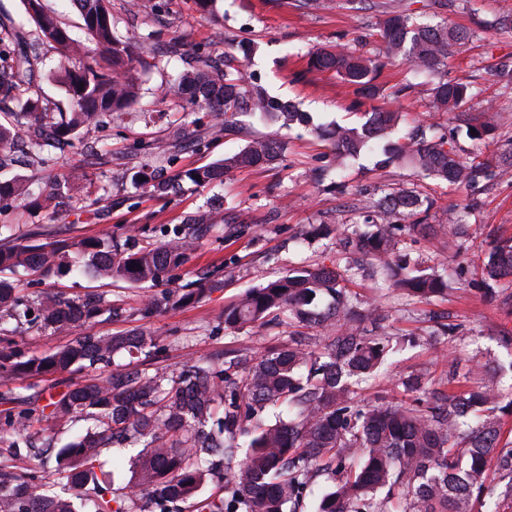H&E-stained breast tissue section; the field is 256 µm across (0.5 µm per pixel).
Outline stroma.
Masks as SVG:
<instances>
[{"label": "stroma", "instance_id": "1", "mask_svg": "<svg viewBox=\"0 0 512 512\" xmlns=\"http://www.w3.org/2000/svg\"><path fill=\"white\" fill-rule=\"evenodd\" d=\"M110 0L114 30L133 47L132 73L139 86L136 101L121 116L104 118L96 151L82 142L55 151L45 166L32 164L15 141L0 176L18 178L28 193H45L55 181L84 183L93 179L98 192L78 193L54 212L26 209L25 196L0 199V244L8 246L34 238L41 242H78L109 234L123 236L131 250L155 245L183 224L202 223V239L190 260L176 272L183 282L214 273L222 285L197 303L176 309L150 310L144 289L92 276L61 271L41 280L20 279L28 300L54 294L75 299L99 294L118 302L119 315L103 314L81 324L76 333L56 332L26 325L21 348L26 356H40L70 340L72 335L109 336L147 328L159 339L160 349L134 363L147 371H179L191 360L230 351L251 356L288 339L287 326L253 330L228 329L224 309L248 289L266 285L289 269L303 264H332L337 258L335 235L308 239L321 224L336 227L362 222L354 208L361 186L409 184L412 170L389 167L375 170L374 159L364 154L349 160L345 189L332 180L316 182L315 167H335L329 142L301 128L287 130L238 116L235 131L217 127L207 107L186 111L183 100L168 87L198 58L239 55L244 44L254 48L241 70L244 83H260L271 96L299 105L323 122H356L353 96L328 72L310 69L308 59L322 47L349 46L377 59L381 104L403 112L405 126L426 118V76L415 75L402 60L387 58L378 37V23L395 0H326L325 7L301 8L299 0H216L202 10L197 0ZM419 22L441 20L475 30L467 44L454 49L448 77L473 84L478 94L470 103L481 112L493 99L502 121L486 152H496L502 139L512 137V86L499 83L492 66L512 58V37L492 26L496 16L512 14V0H410ZM256 134L278 137L284 146L282 161L267 167L234 170L223 180L158 195L136 186L133 175L151 168L171 175L187 168L212 164L240 151ZM479 203L470 223L489 225L495 234L512 236V167L497 169L493 179L476 191ZM412 257L421 266L456 270L458 286L433 302L411 301L382 278L356 280L351 290L359 309H385L392 334L419 337L420 344L397 354L388 372L364 384L356 399L367 403L377 395H395L398 378L423 372L440 379L446 354L467 360L478 352L512 359V350L497 338L512 331V309L502 302L512 295V281L498 282L499 301L490 303L476 288L481 275L475 239L468 251L453 256L444 239L415 233L406 237ZM458 323L456 336L437 335L443 317Z\"/></svg>", "mask_w": 512, "mask_h": 512}]
</instances>
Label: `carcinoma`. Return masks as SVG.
<instances>
[{
	"label": "carcinoma",
	"instance_id": "cac0c4a2",
	"mask_svg": "<svg viewBox=\"0 0 512 512\" xmlns=\"http://www.w3.org/2000/svg\"><path fill=\"white\" fill-rule=\"evenodd\" d=\"M23 16L0 20V112L24 127L31 158L46 162L51 150L73 137H89L101 129L102 118L130 106L137 95L129 75V46L112 27L105 0H72L90 39L103 49L102 59L75 68L63 65L57 79L65 85L68 102L50 106L21 91L35 85L38 54L45 40L57 45L65 58L84 47L74 42L58 19L44 10L41 0H20ZM35 24L31 36L26 23ZM386 55L401 57L412 72L432 80L431 111L448 114L454 126L421 120L409 134L395 131L402 113L378 107L359 126L337 122L313 125L312 117L296 105L271 97L258 86L246 87L237 73L248 55L236 59L235 71L202 66L179 77L174 94L192 92L216 120L229 123L244 110L281 127H312L325 137L336 155V175L344 162L363 152L382 156L377 167L399 163L422 177L456 187L476 188L498 165L512 167V140L494 160L476 148L459 146L462 128L474 142L497 128L490 105L476 116L465 106L476 96L471 85L444 77L453 48L469 40L463 27L446 21L424 25L415 21L407 3L386 13L380 23ZM311 67L332 71L351 89L356 103L382 94L375 83L377 65L348 48L322 49L309 59ZM476 134H471V131ZM283 147L267 137L252 139L240 152L210 166L181 170L168 178H144L157 194L184 182L195 185L221 179L241 168L279 160ZM78 192L60 181L46 194L28 201L32 208L56 210L62 199ZM435 200L417 186L382 189L374 202L380 221L336 228L343 262L336 267L303 265L288 274L250 289L224 308V327L242 330L262 327L268 317L288 313V345L261 355L238 373L246 360L232 352L224 361L199 358L175 375L138 369L112 372L71 383L66 390L21 395L0 392V430L9 436L12 464L0 467V512H131L129 504L144 503L140 512H171L170 504L196 496L211 477L220 492L203 501L199 512H305L313 482L327 477L313 512H471L476 501L486 512H501L512 503V441L502 438L501 416L512 411V386L493 380L496 357L481 355L462 364L446 360L441 378L447 393L434 397L420 375L401 380L406 400L362 404L354 387L366 383L389 365L390 337L382 332L388 314L378 308L355 313L347 284L366 270L393 282L404 295L420 301L448 296V270H427L408 252L398 250L402 235L432 231L448 237V245L462 249L474 240L476 225L468 212H453L448 223H423ZM189 227L158 245L132 252L113 236L76 244L84 269L99 279L155 286L175 282L174 271L196 250ZM65 241L0 247V335L9 350L0 351V376L22 374L35 380L65 374L72 366L109 365L114 356L135 358L158 347V337L141 330L121 336H76L68 344L40 357H27L15 337L22 325L72 330L82 322L111 311L101 297L76 302L46 295L31 307L20 296L13 274L48 278L69 265ZM483 291L512 278V237L492 239L482 250ZM204 284L175 288L148 305L178 307L200 301ZM35 312L34 317L28 313ZM320 333L311 346L305 330ZM86 417L92 425L62 446L56 475L71 496H49L34 489V470L46 448L56 447L54 436L34 442V424H55ZM248 437L244 443L239 438ZM135 448L143 452L132 464L131 477L114 488L115 474L101 469L104 448ZM495 468L499 481H488Z\"/></svg>",
	"mask_w": 512,
	"mask_h": 512
}]
</instances>
